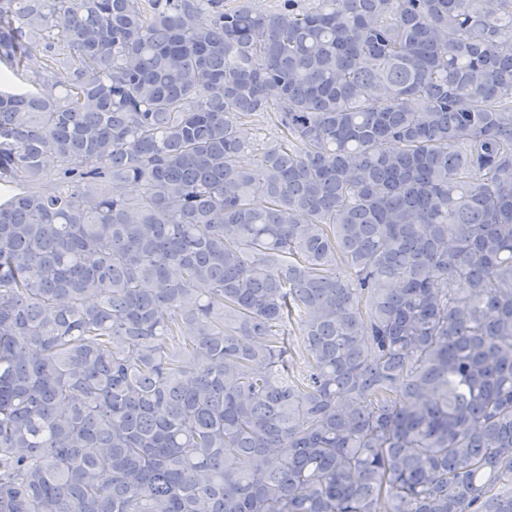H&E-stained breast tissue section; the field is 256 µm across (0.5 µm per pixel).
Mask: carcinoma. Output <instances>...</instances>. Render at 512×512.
<instances>
[{
  "label": "carcinoma",
  "instance_id": "obj_1",
  "mask_svg": "<svg viewBox=\"0 0 512 512\" xmlns=\"http://www.w3.org/2000/svg\"><path fill=\"white\" fill-rule=\"evenodd\" d=\"M279 2L0 0V512H512V0Z\"/></svg>",
  "mask_w": 512,
  "mask_h": 512
}]
</instances>
